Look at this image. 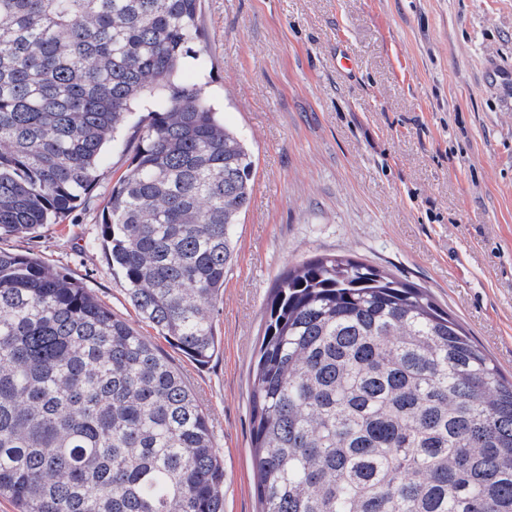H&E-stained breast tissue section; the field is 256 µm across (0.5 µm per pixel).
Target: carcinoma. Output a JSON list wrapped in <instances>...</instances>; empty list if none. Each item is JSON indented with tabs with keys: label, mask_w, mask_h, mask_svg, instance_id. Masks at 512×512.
I'll list each match as a JSON object with an SVG mask.
<instances>
[{
	"label": "carcinoma",
	"mask_w": 512,
	"mask_h": 512,
	"mask_svg": "<svg viewBox=\"0 0 512 512\" xmlns=\"http://www.w3.org/2000/svg\"><path fill=\"white\" fill-rule=\"evenodd\" d=\"M200 0H0V234L72 211L155 109L103 218L141 322L203 363L253 161L174 80ZM260 512H512V380L432 296L360 258L280 276L250 397ZM0 497L19 512H224L177 368L86 288L0 250Z\"/></svg>",
	"instance_id": "cac0c4a2"
}]
</instances>
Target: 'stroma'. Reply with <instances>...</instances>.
<instances>
[{"label":"stroma","instance_id":"stroma-1","mask_svg":"<svg viewBox=\"0 0 512 512\" xmlns=\"http://www.w3.org/2000/svg\"><path fill=\"white\" fill-rule=\"evenodd\" d=\"M179 79L254 161L216 354L165 341L224 461V512H259L249 396L280 275L313 255L368 260L426 288L512 377V0H202ZM136 108L67 217L0 250L68 273L141 335L101 223L139 144Z\"/></svg>","mask_w":512,"mask_h":512}]
</instances>
